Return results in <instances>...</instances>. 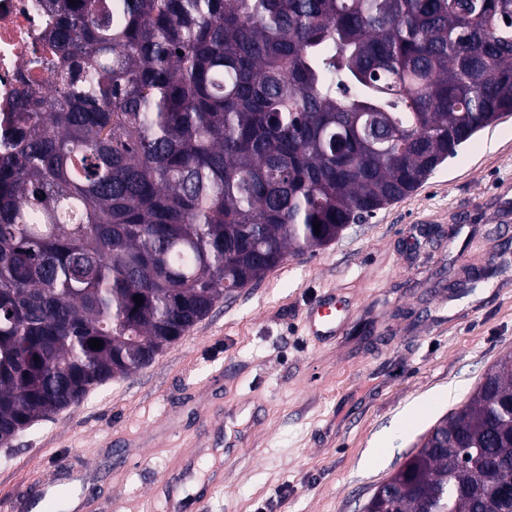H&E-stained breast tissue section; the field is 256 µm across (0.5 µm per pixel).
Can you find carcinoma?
<instances>
[{"instance_id": "cac0c4a2", "label": "carcinoma", "mask_w": 512, "mask_h": 512, "mask_svg": "<svg viewBox=\"0 0 512 512\" xmlns=\"http://www.w3.org/2000/svg\"><path fill=\"white\" fill-rule=\"evenodd\" d=\"M46 8L55 80L20 94L0 156V445L512 112V0ZM490 470L512 476V368L364 512H512L487 494Z\"/></svg>"}]
</instances>
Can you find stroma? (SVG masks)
<instances>
[{"label":"stroma","instance_id":"obj_1","mask_svg":"<svg viewBox=\"0 0 512 512\" xmlns=\"http://www.w3.org/2000/svg\"><path fill=\"white\" fill-rule=\"evenodd\" d=\"M491 266L467 294L450 289ZM331 292L353 319L320 344L303 315ZM509 352L512 116L415 192L218 302L132 377L0 445V497L70 462L94 470L99 512H167L174 468L208 486L206 512H363Z\"/></svg>","mask_w":512,"mask_h":512}]
</instances>
